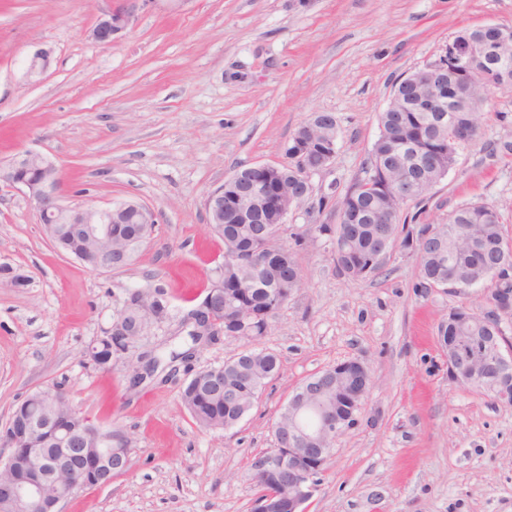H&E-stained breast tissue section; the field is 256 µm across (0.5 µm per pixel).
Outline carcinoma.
I'll return each instance as SVG.
<instances>
[{
    "label": "carcinoma",
    "mask_w": 512,
    "mask_h": 512,
    "mask_svg": "<svg viewBox=\"0 0 512 512\" xmlns=\"http://www.w3.org/2000/svg\"><path fill=\"white\" fill-rule=\"evenodd\" d=\"M491 90L469 87L464 94V111L454 113L453 121L445 128L435 127L433 113L416 112L405 107L397 112L379 113L380 133L371 150L364 176L357 179L340 201L344 223L331 227L319 224L315 230L321 234L335 233L334 253L336 271L351 279H364L379 268L373 262L374 252L380 242L391 246L401 240V246L416 258L419 270V287L464 289L478 285L512 291V279L486 266V259L495 255L503 265L512 267V237L505 234L496 209L486 205L467 204L458 207L446 224L400 223L404 202L392 192L410 170L402 169L394 158L405 156L409 162L426 171V181L413 200L425 198L442 180V173L456 164L459 150L475 141L480 135L479 115L488 103ZM337 145L329 135H320L311 143L304 159L295 158L293 143L285 150L289 165L297 171L303 166L321 162L328 147ZM390 217L387 224H371L360 218L368 202ZM283 225H270L272 238L254 243L257 262L253 266L236 267L222 264L217 268L224 283V296L214 306L215 321L228 332L241 337L262 336L271 325L278 308L267 299L266 290L283 288L293 294L300 287L301 275L294 252L279 246L275 238ZM145 225L134 212L118 224L112 225V245L125 247L129 242L144 236ZM58 247L70 254L84 252L88 242L72 234L67 225L57 226ZM439 334L456 336L465 348H480L479 337L488 335L481 314L472 311L464 323L448 321L441 325ZM181 352L172 350L163 358L160 346L138 347L137 358L144 360L146 379L173 362ZM277 355L263 350L241 352L224 362V386L211 384L209 374H197L182 387L179 399L196 424L205 430L226 429L234 426L239 416L251 408L250 395L261 391L266 380L278 369ZM52 415L60 426L73 435L84 431L90 421L80 412L69 414L64 407H48L38 392L15 408L19 419L33 415ZM55 424L36 434L32 441L35 448H56L58 444Z\"/></svg>",
    "instance_id": "carcinoma-1"
}]
</instances>
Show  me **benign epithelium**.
Returning a JSON list of instances; mask_svg holds the SVG:
<instances>
[{"label": "benign epithelium", "mask_w": 512, "mask_h": 512, "mask_svg": "<svg viewBox=\"0 0 512 512\" xmlns=\"http://www.w3.org/2000/svg\"><path fill=\"white\" fill-rule=\"evenodd\" d=\"M108 7L98 15L90 30V37L102 44H110L130 25L140 5L148 0H106ZM483 30H495V37L481 43L451 42L448 44L451 58L463 63L466 80L486 83L503 78L502 63L508 54L500 51V44L509 39V30L496 24L481 26ZM51 65L50 53L36 52L29 62L30 75H40ZM411 81L422 83L437 90L434 104L429 111L439 112L437 124L442 126L446 113L456 111L452 107L454 98L448 96L442 70L427 64L413 71ZM317 127L316 116L301 125L293 134L296 145L306 147L313 141ZM36 167L41 171L37 183H31L18 176L23 168ZM247 174L234 172L227 181L237 186V216L242 224H259L257 236L264 240L269 236L267 225L285 224L288 214L307 201L313 192L311 182L313 172L295 174L288 179V163L271 165L252 163L246 166ZM6 183L26 191L34 202L40 223L81 224L93 239L105 242L110 234V226L118 214L128 207L136 208L142 215V223L154 224L156 219L144 205L126 201L121 206L65 205L62 203L61 185L54 163L47 157L26 151L2 167L0 183ZM224 189L220 186L211 191L205 201L208 213L217 216L224 210ZM223 285L215 280L205 297L187 315V324L196 326L209 336V341L219 342L224 338V328L213 319L210 302L221 292ZM491 313L488 323L498 329L506 322H512V296H498L490 301ZM148 334L144 320L137 317L122 322L117 318L105 329L104 335L113 337L128 345ZM481 351L454 352L448 358V379L455 381L460 374L474 368L486 360H491L496 377L503 387L512 384V350L497 345V337L486 336ZM88 358L98 366L112 370L128 364L132 357L121 351L114 355H101L95 345L87 349ZM368 366L358 358L340 361L308 378L295 392L287 406L288 431H274L276 448L261 458L254 477L273 474L281 486V492L254 502L253 512H306V504L312 498L320 476L327 469L332 447L345 430L355 425L347 419L336 416V409L327 402L329 392L336 384V378L345 381V390L360 400L368 390L365 374ZM95 448H106L109 454L99 452L89 454L79 441L70 439L67 447L51 458L41 448H17L12 443L0 442V492L11 499V506L19 512H28L36 504L44 512H60L59 504L64 499L60 493L48 494L47 488L57 484L62 476L74 489L85 484L88 467L95 468L101 475L97 482L106 486L112 478L123 474L129 466L126 449L122 448L120 437L110 429H98L94 440Z\"/></svg>", "instance_id": "benign-epithelium-1"}]
</instances>
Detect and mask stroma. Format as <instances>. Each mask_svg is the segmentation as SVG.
Returning a JSON list of instances; mask_svg holds the SVG:
<instances>
[{
  "label": "stroma",
  "instance_id": "obj_1",
  "mask_svg": "<svg viewBox=\"0 0 512 512\" xmlns=\"http://www.w3.org/2000/svg\"><path fill=\"white\" fill-rule=\"evenodd\" d=\"M106 0H0V163L48 157L64 203L134 199L157 224L135 260L93 272L44 235L34 203L0 184V428L30 393L61 389L91 422L122 431L131 468L81 488L63 512H251L254 464L311 375L358 358L374 374L358 423L336 441L308 512H512V405L448 378L438 326L450 308L484 305L483 287H419L411 254L392 245L361 280L336 272L333 206L362 176L394 83L443 54L465 27H512V0H147L109 45L89 32ZM49 50L50 68L27 73ZM333 113L336 157L288 216L301 286L258 341L201 349L194 370L247 349L278 372L235 426L200 429L180 406L184 375L127 389L88 346L129 290L163 288L177 314L203 298L224 260L205 199L240 165L285 162L293 133ZM482 135L421 204L404 213L444 224L460 206L496 209L512 234V89L494 92Z\"/></svg>",
  "mask_w": 512,
  "mask_h": 512
}]
</instances>
